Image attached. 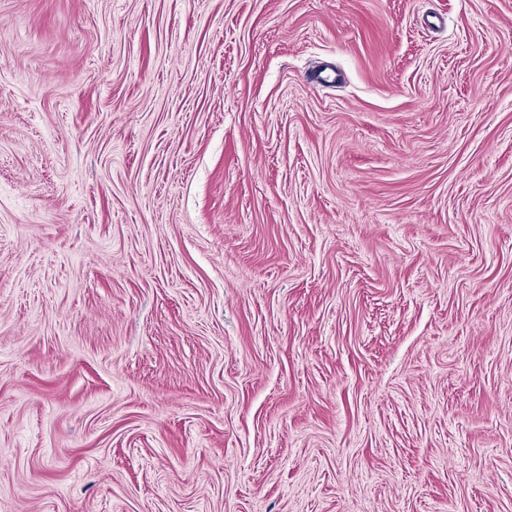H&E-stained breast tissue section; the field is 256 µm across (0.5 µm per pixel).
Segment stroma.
<instances>
[{"label":"stroma","instance_id":"35a3bbf8","mask_svg":"<svg viewBox=\"0 0 512 512\" xmlns=\"http://www.w3.org/2000/svg\"><path fill=\"white\" fill-rule=\"evenodd\" d=\"M0 512H512V0H0Z\"/></svg>","mask_w":512,"mask_h":512}]
</instances>
